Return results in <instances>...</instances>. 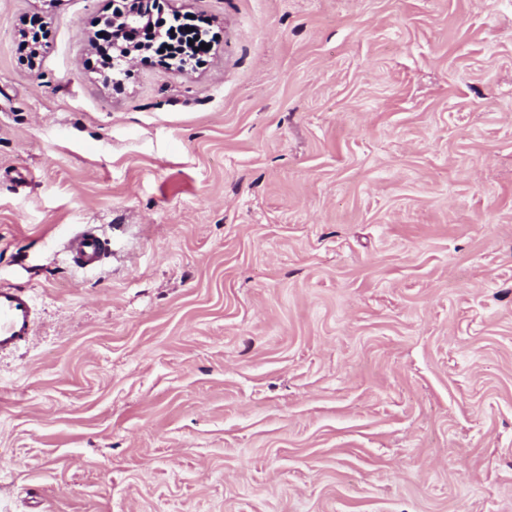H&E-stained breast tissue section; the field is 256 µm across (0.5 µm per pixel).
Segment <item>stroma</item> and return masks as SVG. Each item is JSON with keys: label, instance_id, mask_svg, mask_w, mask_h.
Instances as JSON below:
<instances>
[{"label": "stroma", "instance_id": "35a3bbf8", "mask_svg": "<svg viewBox=\"0 0 512 512\" xmlns=\"http://www.w3.org/2000/svg\"><path fill=\"white\" fill-rule=\"evenodd\" d=\"M160 2L0 0V512H512V0ZM123 8L125 9H129V10H134L136 12H138L139 14H141L142 16H144L148 21H150L151 23V26H150V29H149V35H148V38H140V39H137V40H128L127 37H128V33L127 34H124L123 36V41L125 42H138V43H141V42H149V41H152L153 40V32L157 31L156 29H158V27L162 26V23L158 20H156L155 22H153L151 20V16L153 15V12L156 10V11H159L158 7L155 5V3H150L149 1H129L125 4H123ZM140 23L138 15L133 13H125L122 10H117L113 15L112 19L108 21V26L114 30L115 34H111L112 40V81L119 82L122 75H126L128 72L127 62L128 59L137 52L123 45L118 54H114V49L119 43L118 37L123 32L129 31L130 28L137 26ZM191 27V32L185 35V39L179 42L177 51L179 52V58H184L189 64H198L202 61L204 54L208 50L201 48V44L209 45V41L202 38L199 35L197 28L199 25H188ZM189 40L193 41V44H189ZM105 249V241L92 229L76 233L66 245V251L71 255L74 264L81 268L98 266ZM34 304L23 288L0 289V354L11 352L33 333Z\"/></svg>", "mask_w": 512, "mask_h": 512}]
</instances>
